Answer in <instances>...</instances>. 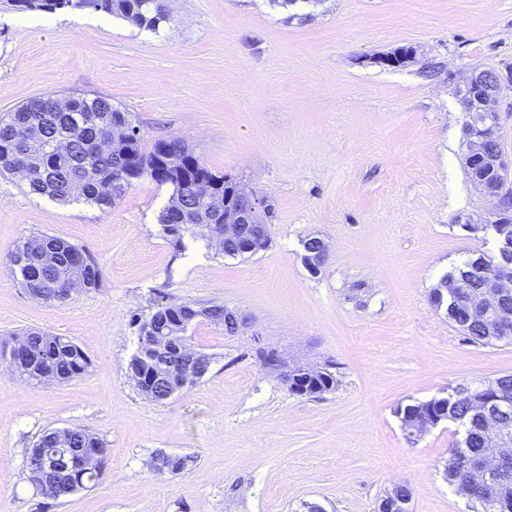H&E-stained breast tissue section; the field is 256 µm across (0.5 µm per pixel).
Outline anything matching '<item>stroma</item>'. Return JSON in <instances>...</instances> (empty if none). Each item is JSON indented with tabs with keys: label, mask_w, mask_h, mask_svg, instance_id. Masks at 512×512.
Here are the masks:
<instances>
[{
	"label": "stroma",
	"mask_w": 512,
	"mask_h": 512,
	"mask_svg": "<svg viewBox=\"0 0 512 512\" xmlns=\"http://www.w3.org/2000/svg\"><path fill=\"white\" fill-rule=\"evenodd\" d=\"M168 2L155 31L73 10L35 23L0 6V113L48 94L105 97L144 147L182 138L269 205L270 241L229 258L198 239L178 257L157 223L170 192L150 180L104 212L0 175V338L40 329L92 360L62 384L0 374V512H375L398 484L410 512H469L442 477L457 425L412 443L395 410L512 374V344L467 341L430 301L443 275L495 249L468 230L490 204L463 165L459 90L472 68L512 67V0ZM400 47L414 62L379 64ZM36 234L88 250L101 288L30 297L6 259ZM310 237L327 245L315 274ZM158 289L245 320L233 334L193 326L211 368L161 403L127 376L130 318ZM271 353L331 368L338 388L289 394ZM50 428L104 439L94 487L48 501L28 482L26 455ZM161 452L185 467L157 471Z\"/></svg>",
	"instance_id": "35a3bbf8"
}]
</instances>
